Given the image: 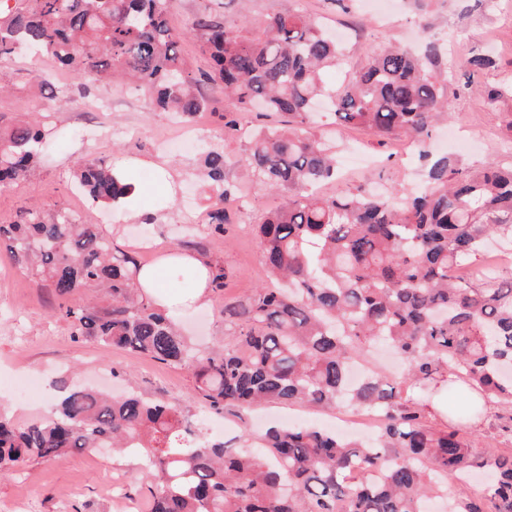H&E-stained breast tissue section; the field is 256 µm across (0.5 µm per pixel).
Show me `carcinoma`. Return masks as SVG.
<instances>
[{
  "label": "carcinoma",
  "mask_w": 512,
  "mask_h": 512,
  "mask_svg": "<svg viewBox=\"0 0 512 512\" xmlns=\"http://www.w3.org/2000/svg\"><path fill=\"white\" fill-rule=\"evenodd\" d=\"M171 0H0V57L35 48L79 81L127 76L154 107L189 118L208 98L181 54L190 37L209 55V83L233 99L224 131H240L239 113L254 105L293 118L288 129L248 137L253 175L282 194L279 208L254 227L276 285L224 302L230 341L201 351L177 322L137 288L143 267L98 224L61 209H32L0 224V247L59 296L102 291V304L60 307L74 340H93L131 355L193 371L209 409L236 413L260 405L313 410L357 408L377 415L376 437L345 439L319 428L247 429L245 452L202 433L169 403L138 394L112 396L62 386L47 417L18 424L0 412V472L106 448H141L152 471L150 512H426L448 491V478L486 472L481 491L461 486L452 512H512V448L474 451L459 428L438 427L430 393L458 400L448 415L478 413L484 403L512 408V264L484 268L490 239L512 242V160L479 166L446 156L426 167L425 187L383 195L361 187L327 196L336 157L309 131L313 104L327 96L324 76L343 56L324 24L300 12L254 23L210 9L182 30L168 22ZM495 67L471 53L457 91ZM448 70L431 23L413 50L389 48L330 95L341 126L404 137L429 158L428 141L448 121ZM59 137L51 115L0 126V183L30 179ZM215 192L210 223L190 230L222 236L228 211L244 194L224 186L231 159L201 152ZM74 177L87 200L108 204L133 185L98 159L79 160ZM392 345L406 371L390 378L350 373L377 342ZM357 470L359 480L348 479Z\"/></svg>",
  "instance_id": "1"
}]
</instances>
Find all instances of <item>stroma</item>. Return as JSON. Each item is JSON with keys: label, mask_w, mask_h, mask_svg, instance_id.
Segmentation results:
<instances>
[{"label": "stroma", "mask_w": 512, "mask_h": 512, "mask_svg": "<svg viewBox=\"0 0 512 512\" xmlns=\"http://www.w3.org/2000/svg\"><path fill=\"white\" fill-rule=\"evenodd\" d=\"M304 5L311 16L332 28L350 26L356 38L345 41V64L326 76L328 90L339 89L367 58L390 46H408L414 41L419 13L397 0L391 16L381 18L363 13L360 6L344 11L333 0H174L170 23L182 28L203 8L210 7L229 17L247 13L260 20ZM430 21L443 39L442 50L448 60V78L456 80L464 59L476 49L487 50L496 60L494 69L481 81L497 85L512 79V0H434ZM42 69L40 56L21 51L0 59V70L13 76L12 87L0 93V121L28 120L41 111L48 94L37 75ZM72 102L56 101L54 120L68 132L41 161L37 180H18L0 187V221L13 220L21 212L38 206L46 213L68 207L77 187L72 180L75 161L86 152L94 153L109 166L132 167L143 191L144 203H153L161 190V169L172 178L167 192L177 205L171 218L149 225L156 243L170 244L179 236L190 210L207 213L212 201L208 186L197 180L198 156L193 147L144 149L151 136H167L177 118L155 110L149 97L131 86L112 83L83 85L73 83ZM233 100L215 96L205 111V128L198 140L223 149L235 158L225 181L241 186L248 193L245 210L237 223L228 225L225 236L201 241L200 249L210 261L223 265L226 273L225 296L242 298L268 284L260 245L252 231L265 215L275 209L280 198L254 181L244 163L247 139L222 130L221 113L235 110ZM451 118L440 129L433 147L477 166L497 155L512 140V100L489 103L480 92L449 94ZM313 134L335 145L339 155L357 149L373 158V165L354 172L344 184L333 185V192H345L365 183L390 187L395 182L417 186L422 182L423 163L417 156L400 160L401 139L381 140L362 127H341L330 114L319 116ZM211 296L209 303L185 316L189 328L205 344H221L228 337L224 329V298ZM62 297L40 286L32 277L0 255V392H6L9 412L24 422L47 412L42 401L19 397L15 379L22 374L42 375L45 382L58 377L88 383L109 374L113 366L125 370L114 378L116 392H133L144 397L177 404L197 427L230 440L244 426L261 428L269 421L300 418L331 425L334 411H314L300 407L252 411L238 417L232 414L205 415L197 394L193 374L186 368L166 366L144 358H131L120 349L92 341H75L67 323L53 312ZM126 476L125 492L137 512H150L149 476L140 454L110 457L84 453L63 461H45L0 478V512H57L59 498H66L74 512H123L124 504L114 501L110 479L115 472Z\"/></svg>", "instance_id": "1"}]
</instances>
